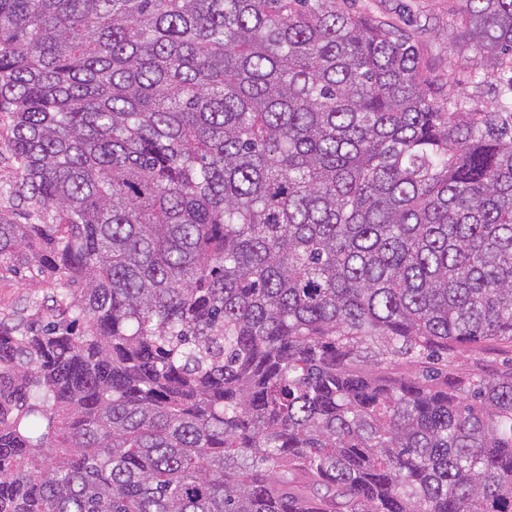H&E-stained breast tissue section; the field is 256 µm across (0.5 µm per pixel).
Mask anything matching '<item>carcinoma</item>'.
<instances>
[{
    "label": "carcinoma",
    "mask_w": 512,
    "mask_h": 512,
    "mask_svg": "<svg viewBox=\"0 0 512 512\" xmlns=\"http://www.w3.org/2000/svg\"><path fill=\"white\" fill-rule=\"evenodd\" d=\"M456 31L453 97L340 0H0V512H512V372L433 367L512 343V0ZM37 271L28 270L20 274L6 272L4 266L0 270V308L7 314L13 310L26 311L28 301L41 299L47 291H50ZM26 314V312H25Z\"/></svg>",
    "instance_id": "cac0c4a2"
}]
</instances>
